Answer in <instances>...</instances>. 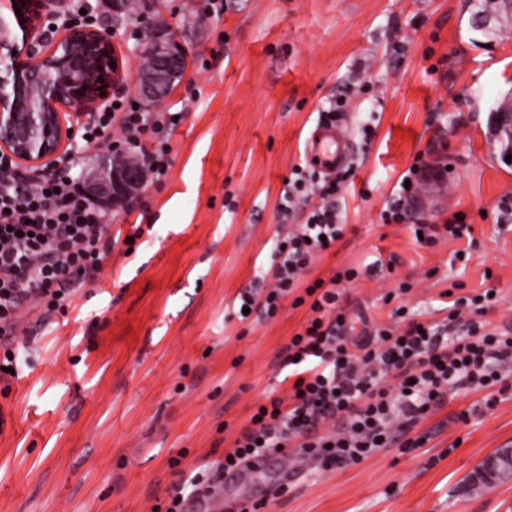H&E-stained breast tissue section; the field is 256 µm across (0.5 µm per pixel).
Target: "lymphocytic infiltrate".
<instances>
[{"instance_id":"1","label":"lymphocytic infiltrate","mask_w":512,"mask_h":512,"mask_svg":"<svg viewBox=\"0 0 512 512\" xmlns=\"http://www.w3.org/2000/svg\"><path fill=\"white\" fill-rule=\"evenodd\" d=\"M181 119L177 112H147L113 99L107 111L84 124L87 142H105L114 157L135 160L148 180L158 182L171 164L169 131ZM81 162L70 156L65 167L29 180L0 156V379L17 368L27 338L22 313L47 319L64 312L67 301L95 278L112 251V228L104 224L100 205L70 174ZM426 163L415 162L381 213L386 224L405 222L406 201L426 177ZM352 177L351 168L315 178L295 171L289 203L317 196L304 223L294 225L276 243L265 293L242 296V307L275 318L280 303L308 306L311 315L302 332L284 348L283 364L292 383L287 397L256 405L248 427L223 459L205 462L186 474L170 494L163 512H183L187 494L207 497L220 486L225 469L295 450L316 467L330 471L357 464L377 449L398 443L415 447L411 429L442 406L455 388L487 389L503 382L512 366V335L489 328L483 316L500 296L481 293L453 300L439 322L406 318L398 300L410 285L398 283L383 295L396 301L392 321L349 334L341 298L360 276L355 268L305 283L312 265L344 235L336 198Z\"/></svg>"}]
</instances>
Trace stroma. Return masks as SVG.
Here are the masks:
<instances>
[{
	"label": "stroma",
	"mask_w": 512,
	"mask_h": 512,
	"mask_svg": "<svg viewBox=\"0 0 512 512\" xmlns=\"http://www.w3.org/2000/svg\"><path fill=\"white\" fill-rule=\"evenodd\" d=\"M98 2L128 100L153 20L185 45L186 74L163 106L183 118L167 176L104 217L124 234L141 226L134 253L113 244L65 314L24 318L31 342L0 392V512H151L180 469L222 459L265 393L287 394L282 351L308 309L243 323L238 295L267 271L288 180L306 164L319 111L339 97L350 100L354 145L337 203L348 229L313 276L392 262L391 274L344 292L358 331L388 322L381 297L404 280L413 320L442 319L449 296L495 287L507 299L486 319L512 328V165L489 135V114L512 89V32L473 30L472 0H222L215 14L208 0H139L134 13ZM419 155L430 171L409 222L465 213L472 246L424 248L409 223L381 222ZM464 248L467 259H454ZM412 434L419 447L382 448L332 472L275 456L270 471L225 486L223 512H512V479L479 492L466 484L486 455L512 448V374L499 390L451 391ZM281 469L288 490L276 495Z\"/></svg>",
	"instance_id": "35a3bbf8"
}]
</instances>
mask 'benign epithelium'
<instances>
[{
  "label": "benign epithelium",
  "mask_w": 512,
  "mask_h": 512,
  "mask_svg": "<svg viewBox=\"0 0 512 512\" xmlns=\"http://www.w3.org/2000/svg\"><path fill=\"white\" fill-rule=\"evenodd\" d=\"M21 12H15V9ZM55 20L45 29V20ZM471 26L496 32L512 26V4L497 15L475 13ZM155 54L156 72L140 70L141 95L161 105L173 89L166 72L188 68L186 48L172 37L145 42ZM122 65L111 30L72 21L65 0H0V154L26 177L53 172L73 144L77 122L108 106L112 89L123 82ZM502 156L512 157V105L491 112ZM147 178L134 163L114 164L87 181L88 191L104 205H116L142 190ZM512 466V448H499L473 473V482L493 483Z\"/></svg>",
  "instance_id": "benign-epithelium-1"
}]
</instances>
